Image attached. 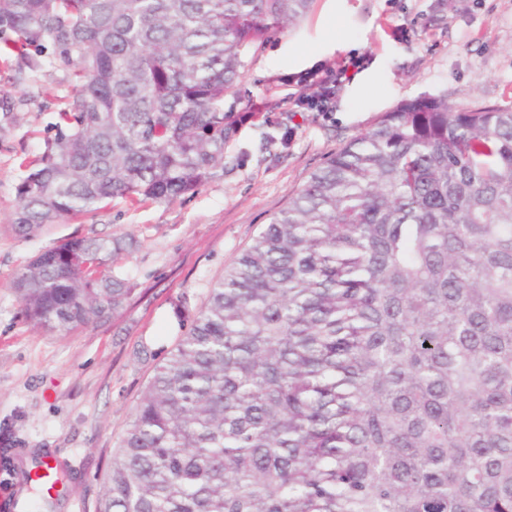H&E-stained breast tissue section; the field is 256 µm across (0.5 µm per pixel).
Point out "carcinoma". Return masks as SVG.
<instances>
[{
  "label": "carcinoma",
  "mask_w": 512,
  "mask_h": 512,
  "mask_svg": "<svg viewBox=\"0 0 512 512\" xmlns=\"http://www.w3.org/2000/svg\"><path fill=\"white\" fill-rule=\"evenodd\" d=\"M311 0H0L18 73L81 84L15 230L224 175V97ZM132 236L18 275L51 331L109 319ZM97 512H512V108L404 101L259 232L144 387Z\"/></svg>",
  "instance_id": "carcinoma-1"
}]
</instances>
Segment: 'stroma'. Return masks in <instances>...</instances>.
<instances>
[{
  "label": "stroma",
  "mask_w": 512,
  "mask_h": 512,
  "mask_svg": "<svg viewBox=\"0 0 512 512\" xmlns=\"http://www.w3.org/2000/svg\"><path fill=\"white\" fill-rule=\"evenodd\" d=\"M357 68L328 112L299 104L316 68ZM78 83L46 66L18 78L0 62V448L24 459L68 457L58 512H95L112 449L181 321L326 158L405 100L447 96L463 108L512 107V0H311L306 15L246 58L225 110L242 117L224 146V174L171 202L121 198L96 214L11 229L23 160ZM134 236L115 271L133 292L114 318L50 332L23 314L15 281L40 252L70 238Z\"/></svg>",
  "instance_id": "obj_1"
}]
</instances>
